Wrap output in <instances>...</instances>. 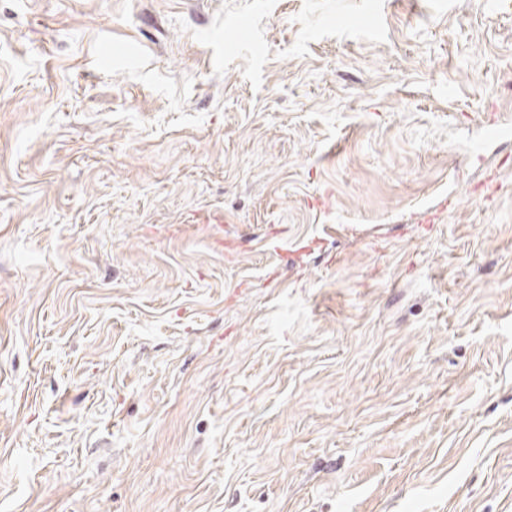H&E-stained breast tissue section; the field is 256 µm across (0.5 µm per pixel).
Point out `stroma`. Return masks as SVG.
I'll return each instance as SVG.
<instances>
[{"label":"stroma","mask_w":512,"mask_h":512,"mask_svg":"<svg viewBox=\"0 0 512 512\" xmlns=\"http://www.w3.org/2000/svg\"><path fill=\"white\" fill-rule=\"evenodd\" d=\"M0 512H512V0H0Z\"/></svg>","instance_id":"stroma-1"}]
</instances>
